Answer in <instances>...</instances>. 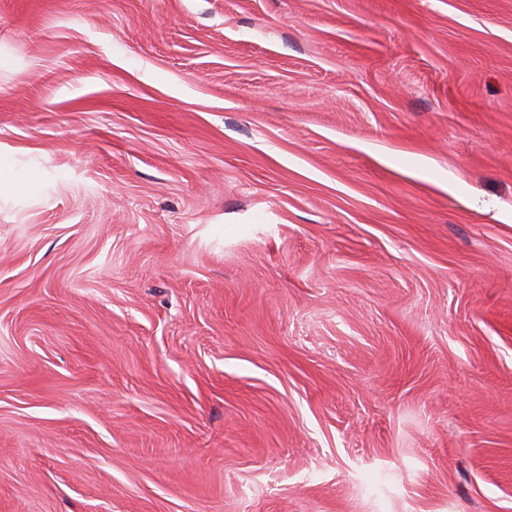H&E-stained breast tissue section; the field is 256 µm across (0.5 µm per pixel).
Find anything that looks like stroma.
<instances>
[{"instance_id": "35a3bbf8", "label": "stroma", "mask_w": 512, "mask_h": 512, "mask_svg": "<svg viewBox=\"0 0 512 512\" xmlns=\"http://www.w3.org/2000/svg\"><path fill=\"white\" fill-rule=\"evenodd\" d=\"M0 512H512V0H0Z\"/></svg>"}]
</instances>
